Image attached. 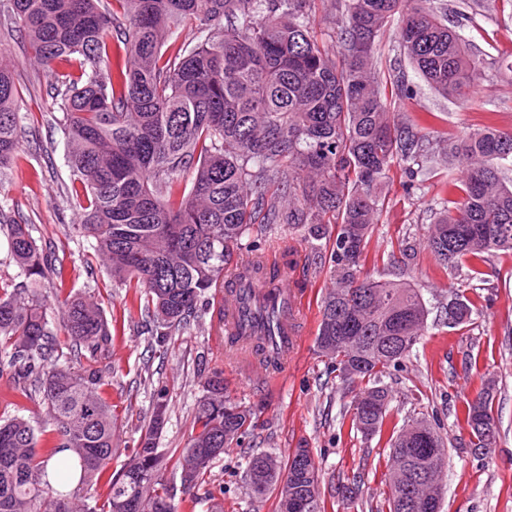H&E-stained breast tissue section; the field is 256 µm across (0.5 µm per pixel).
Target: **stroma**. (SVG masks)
Wrapping results in <instances>:
<instances>
[{"mask_svg": "<svg viewBox=\"0 0 512 512\" xmlns=\"http://www.w3.org/2000/svg\"><path fill=\"white\" fill-rule=\"evenodd\" d=\"M473 50L487 55L486 68L467 99L439 95L401 55L393 33L380 43L381 70L402 69L417 93L405 104L406 115L426 123L437 115V130L449 136L475 130L487 118L512 129V0H430ZM0 49L14 62L20 94L23 158L0 173V208L32 225L38 244L50 246L55 258L76 275L67 282L72 292L92 297L112 323V347L101 362L108 376L100 396L112 407L114 435L123 452L112 469L124 468L128 449L137 446L153 408L158 388L168 392L167 423L156 444L167 454L184 448L192 433L202 384L214 370L224 373L225 393L255 411V426L240 443L215 461L210 487L224 512H275V500L256 502L242 476L249 456H287L310 449L320 469L325 512H343L341 487L347 477L361 479L353 512H378L388 496L389 431L362 438L351 425L349 401L336 390L334 362L318 353L321 300L331 288L329 256L332 241L308 227L254 224L242 238L239 253L249 248L286 254L288 285L304 304L300 347L281 379L269 378L256 360L234 357L224 349V330L216 322L217 290H209L189 325L173 332L164 346L153 342L145 317V300L134 289L112 279L92 242L75 232L79 210L68 202L71 190L67 145L56 120L58 107L50 78L37 65L19 33L0 23ZM437 177L405 191L399 172H391L382 193L388 202L366 247L363 272L374 278L401 280L419 289L429 315L423 336L403 368L385 375L391 391V428L425 414L440 426L448 450L441 512H512V251L493 252L482 279L467 281L464 272L440 266L425 249L428 230L444 206ZM416 247L414 259L397 256L401 239ZM474 307L470 323L448 322V302L457 287ZM496 383L491 405L496 442L485 452L471 448V436L457 421L465 397L485 381Z\"/></svg>", "mask_w": 512, "mask_h": 512, "instance_id": "obj_1", "label": "stroma"}]
</instances>
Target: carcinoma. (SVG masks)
I'll return each mask as SVG.
<instances>
[{
    "label": "carcinoma",
    "instance_id": "1",
    "mask_svg": "<svg viewBox=\"0 0 512 512\" xmlns=\"http://www.w3.org/2000/svg\"><path fill=\"white\" fill-rule=\"evenodd\" d=\"M425 0H330L337 42L318 37L315 0H0V17L28 39L34 58L54 77L52 95L69 146L71 182L81 210L75 230L95 242L113 278L133 281L156 324V344L189 324L200 298L224 284L225 265L253 224H308L334 231L330 273L321 302L318 351L336 361L351 394L352 425L363 437L380 432L391 394L381 378L399 369L425 330L427 308L410 284L362 273L364 251L385 200L380 186L396 168L410 191L437 155L461 168L448 180V208L431 225L426 248L447 270L468 263L481 275L488 255L512 249V183L496 160L512 159V129L489 123L450 141L421 133L394 105L413 96L405 75L380 76L376 52L398 19L401 51L438 93L464 98L485 63ZM195 44L177 43L183 28ZM19 92L13 64L0 53V170L21 157ZM193 173L178 203L184 174ZM21 281L0 293V344L10 347L12 390L33 399L34 383L51 421L47 430L24 416L0 419V512H178L163 471L179 472L182 493L211 496L215 460L254 427L251 410L224 395V373L206 377L194 417L196 432L176 457L155 447L167 395L153 412L132 460L112 474L120 452L111 407L98 395L99 361L112 330L98 304L82 295L60 303V332L50 328L44 280L65 286L66 271L37 245L30 225L3 220ZM285 258L251 253L237 269L277 286ZM266 354L279 327L262 314ZM84 352L85 364L71 366ZM494 384L462 402L459 418L474 448L496 438L490 411ZM235 413L224 415V408ZM54 451L40 456L43 437ZM444 443L423 418L391 437L390 469ZM307 465L265 455L244 480L262 501L299 496L320 483ZM294 478L283 481L285 474ZM107 482L103 502L96 489ZM428 485L409 493L388 482V512H439L419 506Z\"/></svg>",
    "mask_w": 512,
    "mask_h": 512
}]
</instances>
